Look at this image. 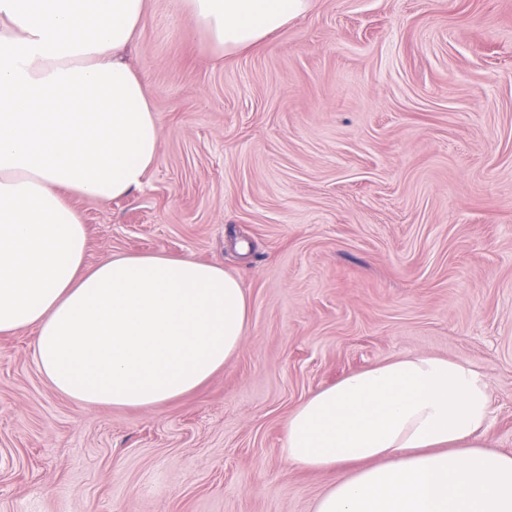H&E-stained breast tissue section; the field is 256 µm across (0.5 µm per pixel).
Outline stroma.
<instances>
[{
    "mask_svg": "<svg viewBox=\"0 0 512 512\" xmlns=\"http://www.w3.org/2000/svg\"><path fill=\"white\" fill-rule=\"evenodd\" d=\"M129 61L158 153L139 190L73 197L86 262L223 266L249 329L150 408L79 405L34 331L0 335V512H313L339 474L288 464L289 413L411 352L486 375L512 454V0H312L224 56L147 0Z\"/></svg>",
    "mask_w": 512,
    "mask_h": 512,
    "instance_id": "35a3bbf8",
    "label": "stroma"
}]
</instances>
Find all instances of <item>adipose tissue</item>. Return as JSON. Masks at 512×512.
I'll return each mask as SVG.
<instances>
[{
	"mask_svg": "<svg viewBox=\"0 0 512 512\" xmlns=\"http://www.w3.org/2000/svg\"><path fill=\"white\" fill-rule=\"evenodd\" d=\"M218 51L247 50L311 0H181ZM146 0H0V334L34 330L38 367L82 405L152 407L196 389L249 326L222 266L165 254L86 265L75 196L140 188L159 146L125 53ZM484 374L408 353L288 416L286 460L347 468L315 512H512V454L489 449Z\"/></svg>",
	"mask_w": 512,
	"mask_h": 512,
	"instance_id": "obj_1",
	"label": "adipose tissue"
}]
</instances>
